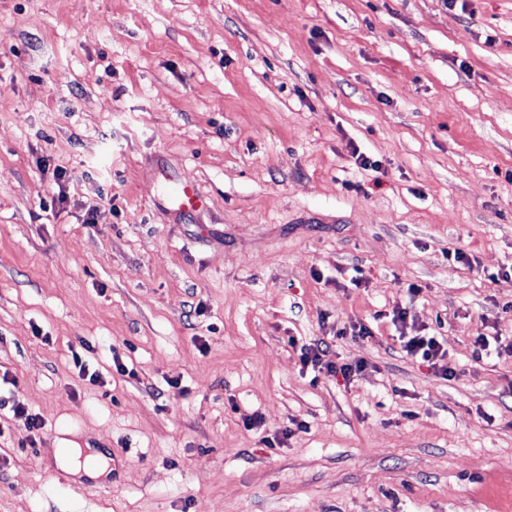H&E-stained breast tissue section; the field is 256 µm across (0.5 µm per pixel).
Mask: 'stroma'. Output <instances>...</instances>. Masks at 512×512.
<instances>
[{"instance_id":"1","label":"stroma","mask_w":512,"mask_h":512,"mask_svg":"<svg viewBox=\"0 0 512 512\" xmlns=\"http://www.w3.org/2000/svg\"><path fill=\"white\" fill-rule=\"evenodd\" d=\"M481 334L512 342V0H0V395L43 421L0 409V512H512ZM166 196L169 204L181 215H190L204 207V199L196 187L176 178L170 179ZM401 351L410 359L422 361L433 370L434 374L448 378V363H445L446 351L438 336L423 334L399 336ZM299 361L302 369H310L314 372V378L318 379V374H324L328 377L339 376L345 384H351L366 367L364 362L356 364H338L324 359L327 356V345L320 341L315 343L303 344L300 347Z\"/></svg>"}]
</instances>
